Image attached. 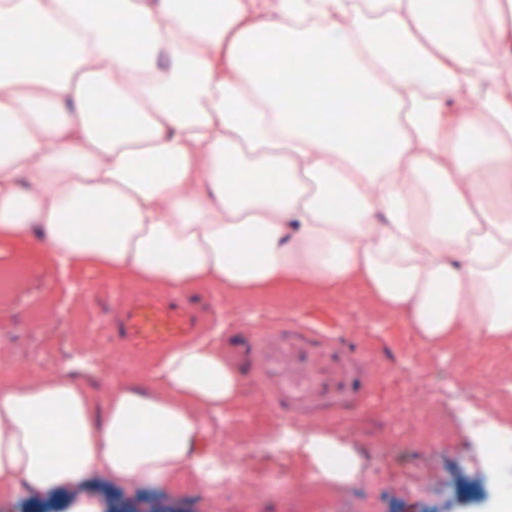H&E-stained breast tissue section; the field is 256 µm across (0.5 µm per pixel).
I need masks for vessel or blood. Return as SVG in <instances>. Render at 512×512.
Instances as JSON below:
<instances>
[{
	"instance_id": "obj_1",
	"label": "vessel or blood",
	"mask_w": 512,
	"mask_h": 512,
	"mask_svg": "<svg viewBox=\"0 0 512 512\" xmlns=\"http://www.w3.org/2000/svg\"><path fill=\"white\" fill-rule=\"evenodd\" d=\"M204 311L162 289L126 290L112 313V337L145 357L202 335Z\"/></svg>"
}]
</instances>
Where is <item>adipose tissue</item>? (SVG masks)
<instances>
[{
	"instance_id": "obj_1",
	"label": "adipose tissue",
	"mask_w": 512,
	"mask_h": 512,
	"mask_svg": "<svg viewBox=\"0 0 512 512\" xmlns=\"http://www.w3.org/2000/svg\"><path fill=\"white\" fill-rule=\"evenodd\" d=\"M109 6L120 27L93 0H0V242L228 299L357 284L428 351L512 344V0ZM23 19L47 40L20 35ZM340 83L351 100L314 120L280 98ZM100 94L119 112H99ZM271 176L276 191H258ZM90 201L111 233L91 227ZM146 378L81 360L15 370L0 385V500L60 490L67 512H101L91 478L223 491L224 456L203 442L210 419L231 421L242 368L206 337ZM135 421L147 443L130 440ZM288 450L296 477L330 487L364 464L328 427L289 429Z\"/></svg>"
}]
</instances>
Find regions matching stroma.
<instances>
[{"label": "stroma", "mask_w": 512, "mask_h": 512, "mask_svg": "<svg viewBox=\"0 0 512 512\" xmlns=\"http://www.w3.org/2000/svg\"><path fill=\"white\" fill-rule=\"evenodd\" d=\"M20 268V285L0 297V385L32 358L60 365L105 342L113 281L57 266L41 247L0 244V268ZM213 335L244 368L232 428L213 422L228 452L271 448L279 427L335 426L363 449L378 512H494L499 484H512V459H497L471 418L504 404L497 362L450 347L428 355L405 320L377 316L358 287L313 298L292 289L253 301L200 291ZM261 473L233 491L238 512H331L302 482L287 496L257 492ZM102 512H209L193 479L181 487L130 489L88 483Z\"/></svg>", "instance_id": "35a3bbf8"}]
</instances>
